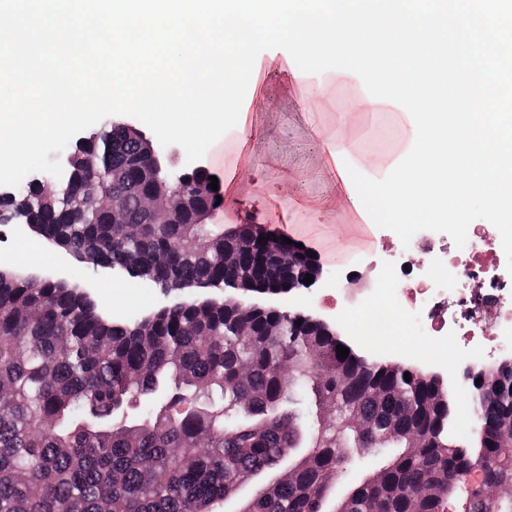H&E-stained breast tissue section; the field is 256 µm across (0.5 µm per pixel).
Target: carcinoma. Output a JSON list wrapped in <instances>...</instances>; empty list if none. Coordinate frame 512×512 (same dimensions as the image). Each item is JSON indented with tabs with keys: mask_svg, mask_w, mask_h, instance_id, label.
<instances>
[{
	"mask_svg": "<svg viewBox=\"0 0 512 512\" xmlns=\"http://www.w3.org/2000/svg\"><path fill=\"white\" fill-rule=\"evenodd\" d=\"M150 165L169 173L149 162L141 131L107 123L74 149L69 182L23 183L0 198V217L168 292L280 295L318 273L307 253L265 257L250 224L198 223L217 202L202 174L173 183L174 215L157 223L141 206ZM112 197L122 225L104 208ZM339 345L319 320L231 298L115 323L82 289L0 268V512H225L232 501L235 512H447L476 467L512 489V445L500 442L512 356L471 382L475 446L462 448L438 376L352 349L341 359ZM356 449L380 462L330 507L328 480ZM461 500L464 512H512V495L492 502L474 488Z\"/></svg>",
	"mask_w": 512,
	"mask_h": 512,
	"instance_id": "cac0c4a2",
	"label": "carcinoma"
}]
</instances>
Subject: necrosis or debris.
<instances>
[{"mask_svg":"<svg viewBox=\"0 0 512 512\" xmlns=\"http://www.w3.org/2000/svg\"><path fill=\"white\" fill-rule=\"evenodd\" d=\"M380 255L394 261L406 316L397 318L386 304L370 305L363 313L364 333L397 335L412 324L438 364L445 361L443 347L449 341L475 367L512 345V275L499 272L493 225H473L461 248L418 233L406 246L382 242Z\"/></svg>","mask_w":512,"mask_h":512,"instance_id":"4bbe7bcc","label":"necrosis or debris"}]
</instances>
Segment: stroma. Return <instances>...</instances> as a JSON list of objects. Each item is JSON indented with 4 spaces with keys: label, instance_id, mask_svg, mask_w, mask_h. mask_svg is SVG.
Segmentation results:
<instances>
[{
    "label": "stroma",
    "instance_id": "35a3bbf8",
    "mask_svg": "<svg viewBox=\"0 0 512 512\" xmlns=\"http://www.w3.org/2000/svg\"><path fill=\"white\" fill-rule=\"evenodd\" d=\"M248 111L246 129L235 127L222 137L230 149H242L246 162L238 167L236 193L225 196L213 223L257 224L332 257L335 265L329 275L314 288L288 294L283 303L314 318L331 320L339 333H346L349 320L376 298L383 296L398 304V282L381 284L380 265L366 247L371 239L396 240V233L377 226L369 234L359 233L347 224L336 198L338 174L327 145L336 113L307 103L290 73L276 67L265 68ZM71 281L80 286L100 283L96 299L101 309L121 319L148 314L177 298L176 293L162 294L125 273L80 262L74 265ZM336 291L341 294L340 305L326 311L320 299ZM356 339L358 350L370 358L414 366L426 359L423 342L405 335L375 340L360 333ZM439 375L448 386L452 433L460 443H467L473 411L471 385L458 367L440 370Z\"/></svg>",
    "mask_w": 512,
    "mask_h": 512
}]
</instances>
